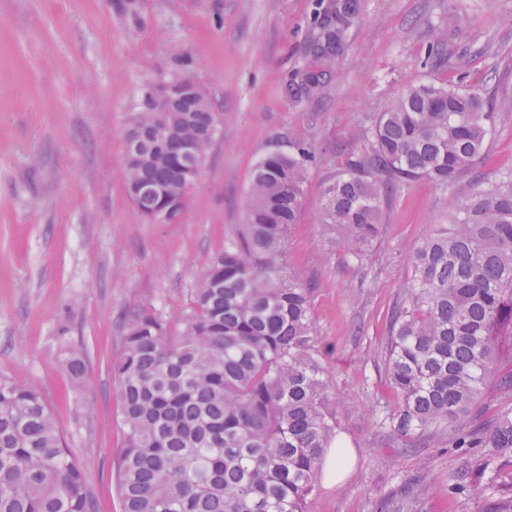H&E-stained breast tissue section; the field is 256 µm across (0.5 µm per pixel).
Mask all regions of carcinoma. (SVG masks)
Masks as SVG:
<instances>
[{
    "mask_svg": "<svg viewBox=\"0 0 512 512\" xmlns=\"http://www.w3.org/2000/svg\"><path fill=\"white\" fill-rule=\"evenodd\" d=\"M351 16L336 4L316 54L336 49ZM136 96L126 133L130 198L148 221H175L185 206L190 154L205 157L218 114L201 100L166 119ZM477 92L408 86L359 132L322 200L348 253L377 241L393 191L425 179L454 185L482 155L494 110ZM164 123L163 143L152 132ZM271 154L254 168L247 224L202 271L185 329L143 307L129 314L112 369L124 446L115 460L123 512H306L327 449L342 424L329 405L324 346L313 332L310 288L284 254L297 223L307 163ZM451 220L416 249L407 297L390 324L385 377L397 397L380 425L401 438L443 430L450 448H483L480 473L497 484L512 461V407L485 432L469 413L503 363L498 336L512 334V166L485 189L449 200ZM86 380L82 355L65 363ZM468 466L448 474L466 495ZM81 464L63 445L41 389L0 377V512H94Z\"/></svg>",
    "mask_w": 512,
    "mask_h": 512,
    "instance_id": "1",
    "label": "carcinoma"
}]
</instances>
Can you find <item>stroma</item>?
I'll list each match as a JSON object with an SVG mask.
<instances>
[{"label":"stroma","instance_id":"obj_1","mask_svg":"<svg viewBox=\"0 0 512 512\" xmlns=\"http://www.w3.org/2000/svg\"><path fill=\"white\" fill-rule=\"evenodd\" d=\"M334 0H0V376L38 384L63 442L83 466L95 512H122L114 461L122 446L112 364L133 310L182 330L198 278L245 224L255 164L296 154L307 166L285 263L310 286L313 329L325 344L332 400L351 468L319 484L308 512H477L502 497L486 481L448 492L461 454L440 432L391 436L380 426L394 396L384 377L389 324L416 246L448 221V200L486 188L512 163V112L495 114L483 155L451 187L417 180L384 209L363 259L323 224L321 202L371 125L409 85L463 83L484 99L512 98V0H355L333 58L310 52ZM456 66L431 53L438 36ZM193 79L220 120L186 206L168 224L129 198L124 148L130 105L160 77ZM84 354L71 387L64 362Z\"/></svg>","mask_w":512,"mask_h":512}]
</instances>
